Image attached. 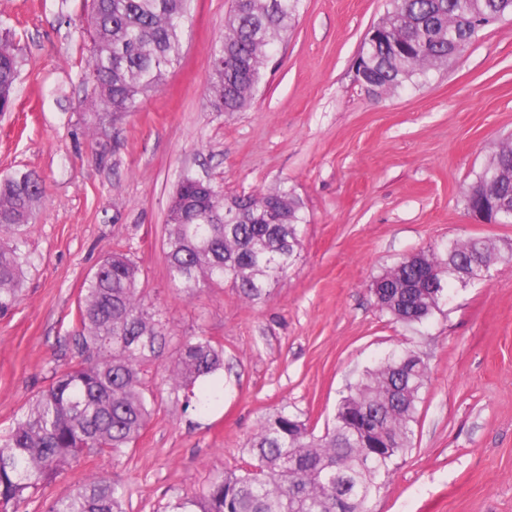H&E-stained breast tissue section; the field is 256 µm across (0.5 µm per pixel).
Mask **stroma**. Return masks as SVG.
Masks as SVG:
<instances>
[{
	"label": "stroma",
	"mask_w": 512,
	"mask_h": 512,
	"mask_svg": "<svg viewBox=\"0 0 512 512\" xmlns=\"http://www.w3.org/2000/svg\"><path fill=\"white\" fill-rule=\"evenodd\" d=\"M386 0H302L242 112L209 103L211 49L231 0H193L179 63L135 112L99 122L87 101L92 44L80 0H0L20 67L0 113V177L36 171L44 197L26 226L22 301L0 316V432L71 360L66 345L87 274L115 245L169 337L147 365L154 413L111 460L82 457L34 491L47 512L103 474L127 512H166L177 496L245 467L263 417L285 410L325 431L350 385L409 349L429 367L413 445L368 512H512V224H482L463 193L512 138V19L479 31L448 65L377 97L355 60ZM224 195L294 190L302 248L267 295L231 284L184 292L167 269L166 218L184 173ZM481 236L500 253L484 276L455 282L425 321L404 325L375 303L374 278L420 250ZM224 347L217 398L184 409L163 381L181 342Z\"/></svg>",
	"instance_id": "1"
}]
</instances>
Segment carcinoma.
Listing matches in <instances>:
<instances>
[{"label": "carcinoma", "mask_w": 512, "mask_h": 512, "mask_svg": "<svg viewBox=\"0 0 512 512\" xmlns=\"http://www.w3.org/2000/svg\"><path fill=\"white\" fill-rule=\"evenodd\" d=\"M192 0H84L92 53L87 61L91 102L100 120L133 112L140 96L156 90L180 59ZM301 0H232L224 34L213 46L210 104L216 112H241L259 84L273 44L296 21ZM382 18L384 41L363 45L360 62L381 96L448 64L459 45L512 16V0H390ZM19 61L0 40V112L14 101ZM473 184L505 207L512 219V140L503 142ZM43 198L42 180L17 171L0 178V314L20 300L30 257L19 242ZM306 223L303 203L291 190L226 197L184 177L167 214V267L186 291L198 277L229 281L247 300L266 294L299 256L293 244ZM494 247L480 238L456 242L439 255L423 251L393 265L379 308L405 324L420 323L438 308L457 280L454 268L492 260ZM134 259L115 249L100 260L81 289L76 323L68 336L76 362L56 374L29 410L0 436V512H20L32 491L87 455L118 457L151 416L142 367L166 345L160 311L139 288ZM406 360L409 370L396 365ZM224 368V347L209 336L181 344L165 376L184 391L185 407H205L207 389L196 384ZM428 365L413 351L367 370L342 397L341 410L321 435L294 415L265 418L247 443L251 462L241 473L213 478L200 493L170 503V512H366L378 478L411 447ZM49 512H126L124 495L91 474Z\"/></svg>", "instance_id": "carcinoma-1"}]
</instances>
